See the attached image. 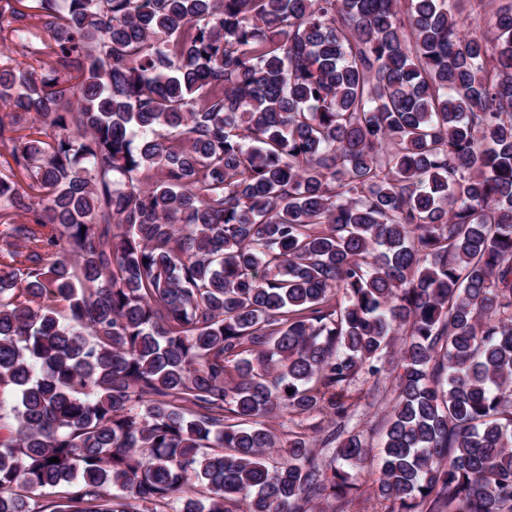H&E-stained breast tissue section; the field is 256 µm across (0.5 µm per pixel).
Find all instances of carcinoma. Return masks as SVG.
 I'll list each match as a JSON object with an SVG mask.
<instances>
[{
	"label": "carcinoma",
	"instance_id": "cac0c4a2",
	"mask_svg": "<svg viewBox=\"0 0 512 512\" xmlns=\"http://www.w3.org/2000/svg\"><path fill=\"white\" fill-rule=\"evenodd\" d=\"M476 2L490 39L451 0H0V512H346L369 459L385 512H512V0ZM391 356L374 449L342 391ZM330 417L325 414L314 413L309 417L301 418L291 414H283L281 417L272 420L274 427L281 433L288 434V431H301L310 438L315 437L313 426L327 427Z\"/></svg>",
	"mask_w": 512,
	"mask_h": 512
}]
</instances>
